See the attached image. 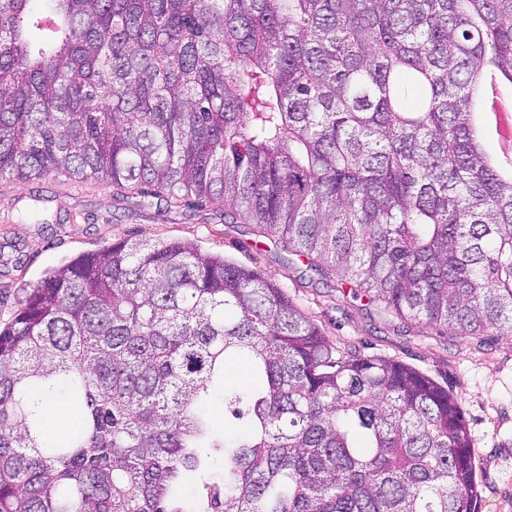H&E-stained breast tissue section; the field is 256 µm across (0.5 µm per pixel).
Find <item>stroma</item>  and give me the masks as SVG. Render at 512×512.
<instances>
[{
  "mask_svg": "<svg viewBox=\"0 0 512 512\" xmlns=\"http://www.w3.org/2000/svg\"><path fill=\"white\" fill-rule=\"evenodd\" d=\"M119 239L191 241L258 269L341 350L395 359L448 388L474 443L477 512H512V335L463 337L381 315L335 278L255 236L251 225L225 222L214 207L120 194L110 184L63 175L0 179V323L11 319L22 287L45 270Z\"/></svg>",
  "mask_w": 512,
  "mask_h": 512,
  "instance_id": "1",
  "label": "stroma"
}]
</instances>
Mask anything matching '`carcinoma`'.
<instances>
[{"label":"carcinoma","instance_id":"carcinoma-1","mask_svg":"<svg viewBox=\"0 0 512 512\" xmlns=\"http://www.w3.org/2000/svg\"><path fill=\"white\" fill-rule=\"evenodd\" d=\"M504 80L512 0H0V179L214 205L385 316L512 334ZM476 506L447 389L191 241L84 253L0 327V512ZM55 403L64 407L65 410L67 411V414L69 415V418H70L69 429L71 430L74 427H76L78 424V413L70 405L64 404L63 402H61L58 399L55 400ZM45 409H46V411L51 413V415L55 418V421L57 423V429L54 430L53 432L54 433L65 432L67 430V425L69 423V418H68V415L66 414V412L57 409L56 405L54 403H51L50 400L45 401Z\"/></svg>","mask_w":512,"mask_h":512}]
</instances>
